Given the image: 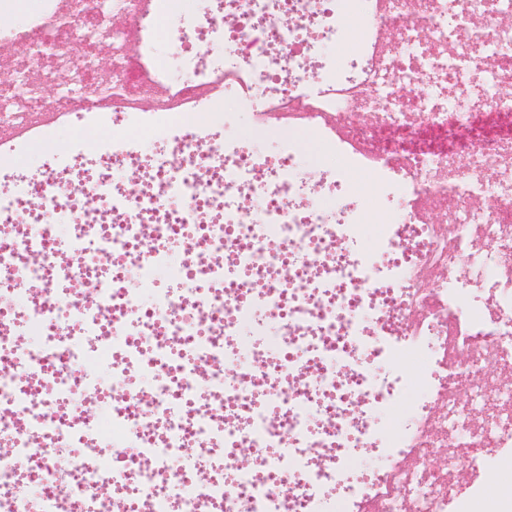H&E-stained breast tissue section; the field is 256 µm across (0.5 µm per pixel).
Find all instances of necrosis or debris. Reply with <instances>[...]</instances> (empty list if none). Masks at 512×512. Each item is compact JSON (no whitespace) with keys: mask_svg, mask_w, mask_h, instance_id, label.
Returning a JSON list of instances; mask_svg holds the SVG:
<instances>
[{"mask_svg":"<svg viewBox=\"0 0 512 512\" xmlns=\"http://www.w3.org/2000/svg\"><path fill=\"white\" fill-rule=\"evenodd\" d=\"M100 1L45 0L0 89V129L67 113L94 136L61 154L36 130L34 178L0 154V512H448L426 469L444 411L512 362V126L486 130L512 56L477 107L405 96L443 64L396 66L386 42L465 58L503 41L494 0H205L192 20L104 0L134 27L109 90L52 34ZM48 55L72 69L60 100ZM460 440L512 470L511 424Z\"/></svg>","mask_w":512,"mask_h":512,"instance_id":"4bbe7bcc","label":"necrosis or debris"}]
</instances>
